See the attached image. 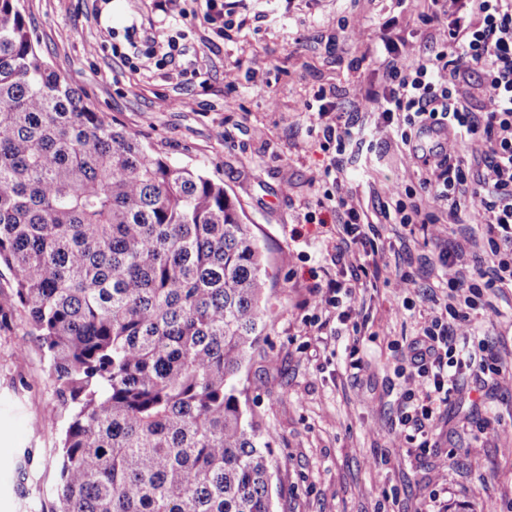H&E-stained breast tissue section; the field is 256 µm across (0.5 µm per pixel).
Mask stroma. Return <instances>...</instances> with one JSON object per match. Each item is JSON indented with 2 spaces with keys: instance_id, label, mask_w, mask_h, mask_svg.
I'll return each mask as SVG.
<instances>
[{
  "instance_id": "1",
  "label": "stroma",
  "mask_w": 512,
  "mask_h": 512,
  "mask_svg": "<svg viewBox=\"0 0 512 512\" xmlns=\"http://www.w3.org/2000/svg\"><path fill=\"white\" fill-rule=\"evenodd\" d=\"M223 2L220 24L197 0L22 5L43 58L94 111L167 161L204 169L252 225L275 275L276 317L240 385L249 412L273 435L276 512H416L432 491L448 512H512V288L455 328L461 339L481 334L503 363L486 406H474L477 385L467 377L437 417L429 452L395 429L401 392L426 393L410 376L407 346L422 315L443 301L448 279L473 268L479 254L470 248L460 262L442 264L437 254L455 228L389 224L380 214L405 184L439 177L365 107L382 75L381 23L396 18L407 54H415L429 0ZM147 52L156 63L143 70ZM321 90L365 127L367 145L342 179L378 230L377 274L343 325L324 301H308L342 276L331 261L340 227L317 204L333 187L324 173L332 153L310 132L309 106ZM163 98L174 108L160 109ZM26 330L20 321L0 331V512H57L61 406ZM22 342L28 350L20 357ZM478 424L486 432L476 439Z\"/></svg>"
}]
</instances>
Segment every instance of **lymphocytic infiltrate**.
Wrapping results in <instances>:
<instances>
[{
    "label": "lymphocytic infiltrate",
    "instance_id": "obj_1",
    "mask_svg": "<svg viewBox=\"0 0 512 512\" xmlns=\"http://www.w3.org/2000/svg\"><path fill=\"white\" fill-rule=\"evenodd\" d=\"M443 20L448 23L447 39L427 38L421 55L413 58L392 37L391 23H384L382 78L367 96L392 138L410 151H417L428 130L486 146L478 154L429 152L423 164L438 169V182L423 178L405 186L393 207L397 224L462 225L467 197L478 194L485 201L486 221L467 241L481 252L480 268L449 280L443 308L425 319L408 346L410 364L428 390L421 398L409 389L402 393L398 426L400 432L419 434L425 448L438 409L448 404L461 378L494 382L503 372L501 359L485 340L458 344L454 324L473 319L487 306L490 293L512 287V0H431V11L421 16V23L430 27ZM443 71L448 74L444 82L438 79ZM475 90L494 98L495 109L475 110L470 103ZM316 99L320 134L337 155H345L350 145L360 142V128L326 92H318ZM426 193L439 202V211L424 207ZM318 203L365 255L377 254L363 212L349 204L345 193L324 192ZM464 244L452 242L440 251V261H458Z\"/></svg>",
    "mask_w": 512,
    "mask_h": 512
}]
</instances>
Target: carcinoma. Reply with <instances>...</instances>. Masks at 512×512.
Returning a JSON list of instances; mask_svg holds the SVG:
<instances>
[{
    "mask_svg": "<svg viewBox=\"0 0 512 512\" xmlns=\"http://www.w3.org/2000/svg\"><path fill=\"white\" fill-rule=\"evenodd\" d=\"M0 331L26 319L63 426L59 512H274L241 373L274 275L236 202L108 122L0 0Z\"/></svg>",
    "mask_w": 512,
    "mask_h": 512,
    "instance_id": "cac0c4a2",
    "label": "carcinoma"
}]
</instances>
